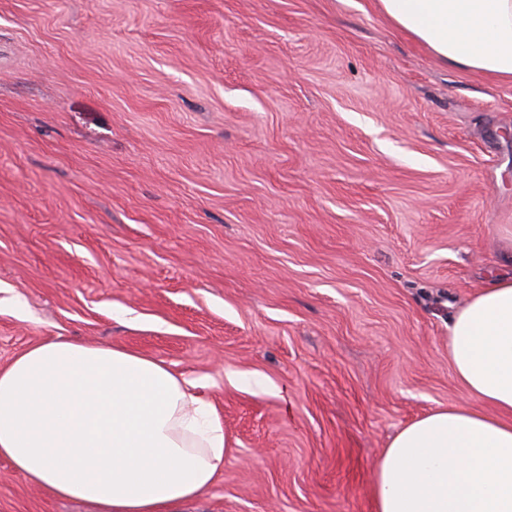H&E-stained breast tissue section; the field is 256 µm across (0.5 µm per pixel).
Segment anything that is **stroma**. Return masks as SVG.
I'll use <instances>...</instances> for the list:
<instances>
[{
	"mask_svg": "<svg viewBox=\"0 0 512 512\" xmlns=\"http://www.w3.org/2000/svg\"><path fill=\"white\" fill-rule=\"evenodd\" d=\"M502 274L512 83L377 0H0V366L62 337L206 376L231 446L184 512H373ZM0 512L90 508L0 459Z\"/></svg>",
	"mask_w": 512,
	"mask_h": 512,
	"instance_id": "1",
	"label": "stroma"
}]
</instances>
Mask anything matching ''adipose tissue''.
<instances>
[{
    "mask_svg": "<svg viewBox=\"0 0 512 512\" xmlns=\"http://www.w3.org/2000/svg\"><path fill=\"white\" fill-rule=\"evenodd\" d=\"M441 61L512 82V0H378ZM448 359L471 404L405 425L375 464L374 512H512V276L457 313ZM206 382L165 361L62 338L0 368V458L92 512H178L224 467Z\"/></svg>",
    "mask_w": 512,
    "mask_h": 512,
    "instance_id": "ef3b65f1",
    "label": "adipose tissue"
}]
</instances>
